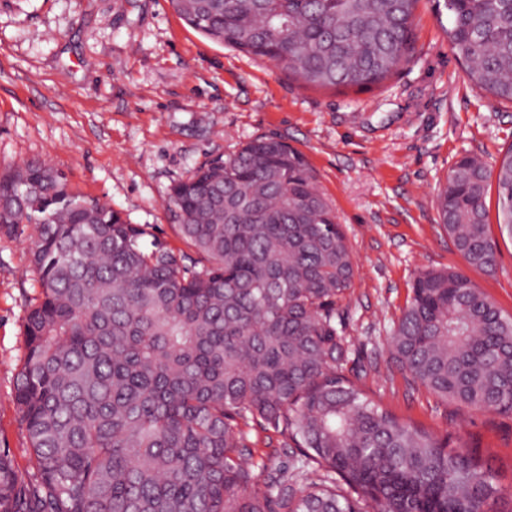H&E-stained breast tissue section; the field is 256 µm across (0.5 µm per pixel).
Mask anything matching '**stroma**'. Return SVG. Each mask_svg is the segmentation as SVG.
I'll return each mask as SVG.
<instances>
[{
    "mask_svg": "<svg viewBox=\"0 0 512 512\" xmlns=\"http://www.w3.org/2000/svg\"><path fill=\"white\" fill-rule=\"evenodd\" d=\"M447 10L419 0L412 57L376 87L319 88L188 26L170 0H0V172L41 159L72 190L150 224L172 246L170 194L193 168L273 136L301 151L336 209L356 275L340 307L346 368L400 420L488 463L512 494V415L463 409L397 365L390 329L425 269L466 271L512 314V237L497 269H467L436 196L462 155L496 169L512 103L475 90L452 53ZM35 225L0 236V451L34 473L14 401L23 323L40 296Z\"/></svg>",
    "mask_w": 512,
    "mask_h": 512,
    "instance_id": "1",
    "label": "stroma"
}]
</instances>
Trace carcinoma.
Segmentation results:
<instances>
[{
	"label": "carcinoma",
	"mask_w": 512,
	"mask_h": 512,
	"mask_svg": "<svg viewBox=\"0 0 512 512\" xmlns=\"http://www.w3.org/2000/svg\"><path fill=\"white\" fill-rule=\"evenodd\" d=\"M418 0H171L207 38L318 87H372L414 51ZM473 86L512 102V0H444ZM490 172L465 155L437 196L465 263L496 270ZM185 252L29 160L0 175V235L37 228L41 293L14 399L35 473L0 453V512H512L490 467L398 420L344 373L337 304L355 266L299 150L273 137L208 160L170 197ZM512 235V149L496 176ZM443 400L512 412V316L460 270L428 269L391 329ZM271 431L314 478L259 483Z\"/></svg>",
	"instance_id": "carcinoma-1"
}]
</instances>
